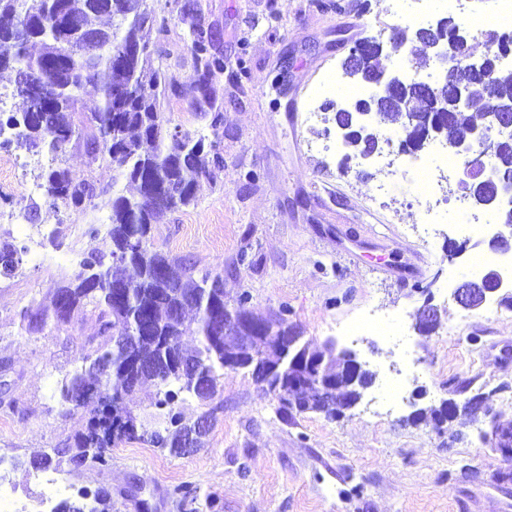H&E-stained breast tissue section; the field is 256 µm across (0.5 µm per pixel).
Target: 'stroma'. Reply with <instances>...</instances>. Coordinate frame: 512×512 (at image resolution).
Wrapping results in <instances>:
<instances>
[{
  "mask_svg": "<svg viewBox=\"0 0 512 512\" xmlns=\"http://www.w3.org/2000/svg\"><path fill=\"white\" fill-rule=\"evenodd\" d=\"M197 3L198 22L224 56L213 81L224 114V167L215 182L202 183L194 204L161 215L151 247L223 269L227 300L248 294L256 316L284 317L312 346L370 314L399 318L408 345L373 336L353 343L376 380L343 418L281 417L276 398L248 372L228 370L213 401L181 403L185 418L213 415L192 455L132 441L113 449L109 469L77 468L62 457L52 472L67 479L71 498L106 488L112 512H512V482L495 478L506 464L480 438L491 420L512 424V307L469 309L453 298V286L472 277L471 256L488 250L483 235L464 255L448 257L458 236L452 201L463 189L446 186L450 203L437 231L425 233V206L403 177L374 198V164L359 169L322 150L333 122L304 120L317 85L340 70L353 44L399 24L392 0ZM148 4L168 19L166 32L150 36L148 64L180 85L161 98L160 110L169 127L211 136L209 118L190 105L189 25L174 0ZM241 57L250 78L238 83L232 75ZM10 152L27 168L17 173L0 163V235L26 231L28 251L15 276L0 279V469L24 512H49L30 461L87 422L85 412L62 404L60 389L81 369L82 345L97 324L81 312L63 329L27 332L22 315L49 303L60 281L79 272L80 259L104 246L86 228L107 229L109 209L100 199L79 213L49 207L38 175L53 159L41 148ZM243 252L251 262L241 266ZM428 297L439 325L423 336L416 313ZM410 359L425 376L408 382L394 406L377 403ZM477 394L491 397V412H459L440 430L410 419L417 409ZM472 470L477 478H469ZM182 486L195 489V500H182Z\"/></svg>",
  "mask_w": 512,
  "mask_h": 512,
  "instance_id": "35a3bbf8",
  "label": "stroma"
}]
</instances>
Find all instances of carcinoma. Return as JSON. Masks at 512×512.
Segmentation results:
<instances>
[{"mask_svg":"<svg viewBox=\"0 0 512 512\" xmlns=\"http://www.w3.org/2000/svg\"><path fill=\"white\" fill-rule=\"evenodd\" d=\"M106 17L109 24L97 26L93 20ZM151 26L162 33L167 18L148 9L147 0H0V72L15 77V90L27 108L20 115L0 119V130H13L4 142L42 146L52 157L73 142L83 146L88 166L108 161L115 171L114 181L124 189H109L72 175L61 166H50L42 175L44 199L52 206L63 204L75 211L96 198H107L110 228L107 247L89 253L82 272L62 282L48 305L25 311L28 329H42L71 323L72 314L86 308L96 316L98 341H89L84 367L63 385V402L72 411L88 413L86 427L76 432L64 448L44 453L38 465L48 467L53 456L70 454L77 467L107 469L112 465V448L124 441L143 440L157 448L182 455V442L191 423L177 411L180 396L203 402L214 399L222 376L224 350H215L213 337L224 327V273L204 270L195 264L175 261L149 246L152 224L163 211L190 205L199 182L213 181L224 168L219 151L202 149L203 139L185 131L170 133L159 109L161 75L148 72L143 59L149 44L143 32ZM464 22L448 17L435 38L454 43ZM108 46L104 54L84 51L87 40ZM31 42L40 44L34 56ZM194 73L189 88L191 104L211 116L210 127L219 135L223 114L213 96V80L224 72V56L216 51L212 34L192 23L189 34ZM512 35L489 32L485 77L472 80L467 100L458 103L455 88L458 74L448 71V110L437 115L450 138L469 134L479 120L491 123L496 114L487 110V92H492L499 110H512V69L499 59ZM356 63L343 65L351 80L365 81L368 75L383 73L381 58L387 56L385 42L359 40ZM96 88L99 102L87 115L79 104L86 86ZM428 103L415 91L389 99L375 96L366 101L380 117L395 116L401 123L407 144L419 150L424 128L412 122L417 115L414 103ZM502 143L492 155L497 169L512 171V129L501 130ZM126 255L122 265H112V255ZM26 247L15 240L0 239V278H11L22 263ZM67 301L66 315L59 304ZM196 314L198 344L187 349L182 343L186 330L185 313ZM143 315L147 324L137 347L143 370L127 364L123 340L134 330V316ZM157 388L156 413L138 418L127 405V396L140 386ZM64 500L53 512H112V497L104 488L95 490L91 502L81 497Z\"/></svg>","mask_w":512,"mask_h":512,"instance_id":"obj_1","label":"carcinoma"}]
</instances>
